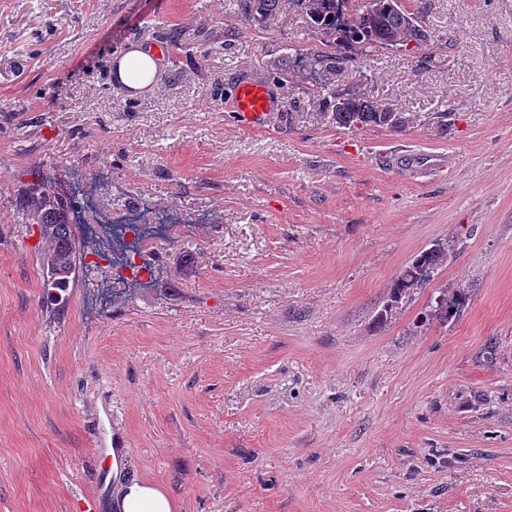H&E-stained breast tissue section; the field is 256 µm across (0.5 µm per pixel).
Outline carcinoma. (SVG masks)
Instances as JSON below:
<instances>
[{
	"label": "carcinoma",
	"mask_w": 512,
	"mask_h": 512,
	"mask_svg": "<svg viewBox=\"0 0 512 512\" xmlns=\"http://www.w3.org/2000/svg\"><path fill=\"white\" fill-rule=\"evenodd\" d=\"M303 7L309 25L326 37L329 51H321L314 58L315 65L324 69L317 84L318 93L330 92L335 101L331 119L341 128L360 129L366 126L396 128L393 111L352 93L329 91L328 76L352 55L373 47L394 48L414 42H428L431 31L421 12H411L401 0H360L358 6L348 9L353 0H297ZM282 6V0H240V8L251 21L260 23ZM30 180L18 190L19 209L26 223L39 229L38 253L47 296L59 305H66L67 294L79 263V250L72 232L70 211L72 199L56 180L45 176L40 167L29 172ZM446 258L443 247L430 248L405 266L394 281L387 304L377 316V323L388 320V315L403 301L411 298L414 290L433 278ZM464 292L447 295L440 292L431 306L432 315L445 320L455 316L465 306Z\"/></svg>",
	"instance_id": "obj_1"
}]
</instances>
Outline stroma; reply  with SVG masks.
Instances as JSON below:
<instances>
[{"mask_svg": "<svg viewBox=\"0 0 512 512\" xmlns=\"http://www.w3.org/2000/svg\"><path fill=\"white\" fill-rule=\"evenodd\" d=\"M404 3L431 42L331 79L403 124L347 130L292 68L323 48L297 0L260 25L236 0H0V512H112V452L177 512H512V0ZM154 42L132 95L116 60ZM240 80L272 88L263 126L227 112ZM36 165L186 214L162 281L105 306L81 265L51 304L14 204ZM443 288L468 304L428 318ZM445 258V248L438 246L423 251L405 266L394 281L388 302L377 316V323L386 322L393 309H397L405 299L408 301L415 289L430 281Z\"/></svg>", "mask_w": 512, "mask_h": 512, "instance_id": "1", "label": "stroma"}]
</instances>
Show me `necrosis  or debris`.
I'll list each match as a JSON object with an SVG mask.
<instances>
[{"label": "necrosis or debris", "instance_id": "1", "mask_svg": "<svg viewBox=\"0 0 512 512\" xmlns=\"http://www.w3.org/2000/svg\"><path fill=\"white\" fill-rule=\"evenodd\" d=\"M72 223L81 227L90 268L100 270L94 291L118 296L143 287L150 271L158 270L155 245L178 240L185 220L173 209L159 210L150 202L132 207L98 202L92 185L75 180Z\"/></svg>", "mask_w": 512, "mask_h": 512}]
</instances>
